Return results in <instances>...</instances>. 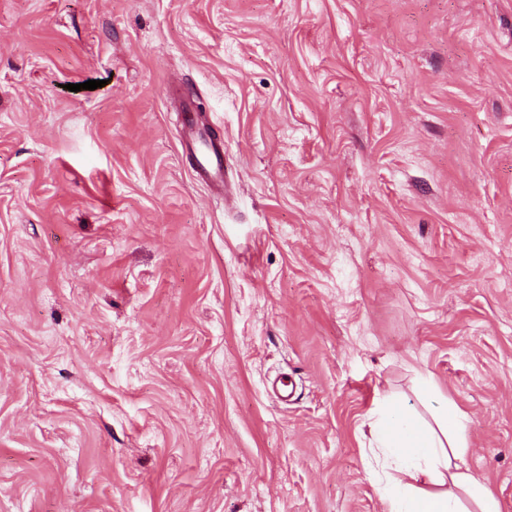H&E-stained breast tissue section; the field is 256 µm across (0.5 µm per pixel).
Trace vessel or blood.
<instances>
[{
	"label": "vessel or blood",
	"instance_id": "obj_1",
	"mask_svg": "<svg viewBox=\"0 0 512 512\" xmlns=\"http://www.w3.org/2000/svg\"><path fill=\"white\" fill-rule=\"evenodd\" d=\"M183 113L182 149L185 153L196 155L194 172L207 182L215 191L224 189V146L215 141L208 127L199 119L193 100L181 103Z\"/></svg>",
	"mask_w": 512,
	"mask_h": 512
}]
</instances>
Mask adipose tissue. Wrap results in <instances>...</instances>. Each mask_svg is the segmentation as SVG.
<instances>
[{
    "label": "adipose tissue",
    "instance_id": "obj_1",
    "mask_svg": "<svg viewBox=\"0 0 512 512\" xmlns=\"http://www.w3.org/2000/svg\"><path fill=\"white\" fill-rule=\"evenodd\" d=\"M470 419L444 402L426 422L415 410L389 399L371 426L388 481L386 512H499L491 491L466 464Z\"/></svg>",
    "mask_w": 512,
    "mask_h": 512
}]
</instances>
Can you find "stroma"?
<instances>
[{
    "mask_svg": "<svg viewBox=\"0 0 512 512\" xmlns=\"http://www.w3.org/2000/svg\"><path fill=\"white\" fill-rule=\"evenodd\" d=\"M387 395L512 512V0H0V512H383ZM183 113V153L200 154L194 173L217 192L224 190V143L215 141L195 111L194 101L188 97L181 100Z\"/></svg>",
    "mask_w": 512,
    "mask_h": 512,
    "instance_id": "1",
    "label": "stroma"
}]
</instances>
